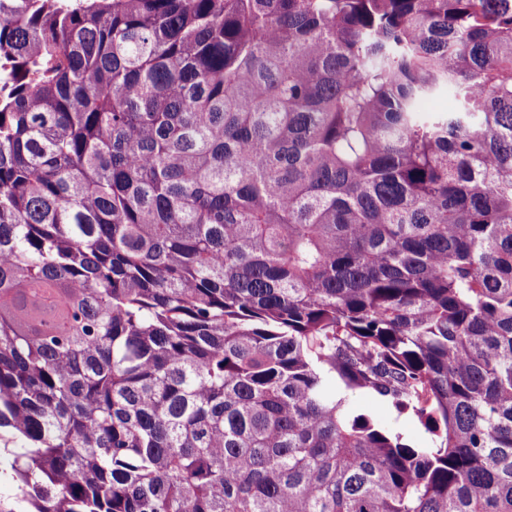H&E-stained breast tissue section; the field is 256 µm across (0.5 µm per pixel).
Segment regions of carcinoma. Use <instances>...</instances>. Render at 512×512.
<instances>
[{
  "label": "carcinoma",
  "mask_w": 512,
  "mask_h": 512,
  "mask_svg": "<svg viewBox=\"0 0 512 512\" xmlns=\"http://www.w3.org/2000/svg\"><path fill=\"white\" fill-rule=\"evenodd\" d=\"M0 443V512H512V0H0ZM336 398L344 400L345 407L354 415L363 414L394 434H399L409 444L426 448L434 439L411 410H399L391 402L369 392L346 389L338 381L328 385Z\"/></svg>",
  "instance_id": "1"
}]
</instances>
